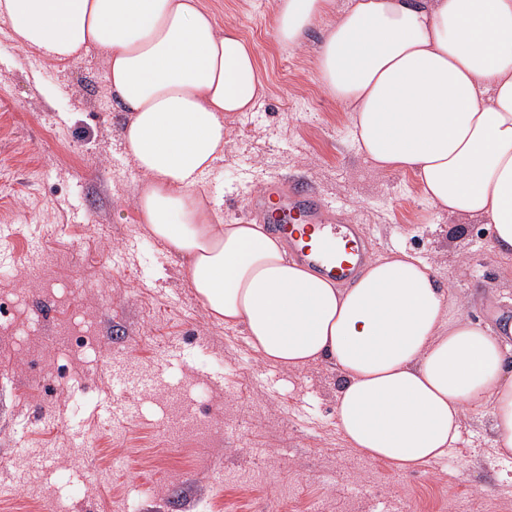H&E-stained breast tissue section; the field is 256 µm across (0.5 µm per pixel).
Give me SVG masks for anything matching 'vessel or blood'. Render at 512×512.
<instances>
[{
    "mask_svg": "<svg viewBox=\"0 0 512 512\" xmlns=\"http://www.w3.org/2000/svg\"><path fill=\"white\" fill-rule=\"evenodd\" d=\"M269 231L294 257L317 274L336 282L351 281L368 258L365 238L354 224H340L313 190L275 181L251 201Z\"/></svg>",
    "mask_w": 512,
    "mask_h": 512,
    "instance_id": "vessel-or-blood-1",
    "label": "vessel or blood"
}]
</instances>
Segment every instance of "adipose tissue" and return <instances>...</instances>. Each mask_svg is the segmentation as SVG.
Segmentation results:
<instances>
[{
	"instance_id": "adipose-tissue-1",
	"label": "adipose tissue",
	"mask_w": 512,
	"mask_h": 512,
	"mask_svg": "<svg viewBox=\"0 0 512 512\" xmlns=\"http://www.w3.org/2000/svg\"><path fill=\"white\" fill-rule=\"evenodd\" d=\"M23 46L58 62L104 53L129 118L135 199L154 238L187 261L203 307L243 327L260 359L336 367L348 445L413 471L448 455L466 411L489 407L512 453V324L471 320L432 268L405 250L340 285L288 258L263 224H226L198 192L224 151V120L261 94L257 54L201 0H0ZM322 27L315 66L380 170H412L435 208L492 227L512 254V0H278V43Z\"/></svg>"
}]
</instances>
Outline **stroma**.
Returning <instances> with one entry per match:
<instances>
[{
  "label": "stroma",
  "instance_id": "obj_1",
  "mask_svg": "<svg viewBox=\"0 0 512 512\" xmlns=\"http://www.w3.org/2000/svg\"><path fill=\"white\" fill-rule=\"evenodd\" d=\"M277 2L202 0L253 43L265 83L225 120L202 193L236 223L267 183H305L370 256L406 250L470 318L512 323V256L490 225L433 208L411 171L373 168L318 79L321 28L278 44ZM126 118L99 53L49 61L0 23V270L14 273L0 321L44 340L35 363L0 330V512H512L489 410L466 415L448 457L397 471L344 440L334 367H271L206 312L185 259L139 221ZM78 315L98 336L74 352L61 334Z\"/></svg>",
  "mask_w": 512,
  "mask_h": 512
}]
</instances>
